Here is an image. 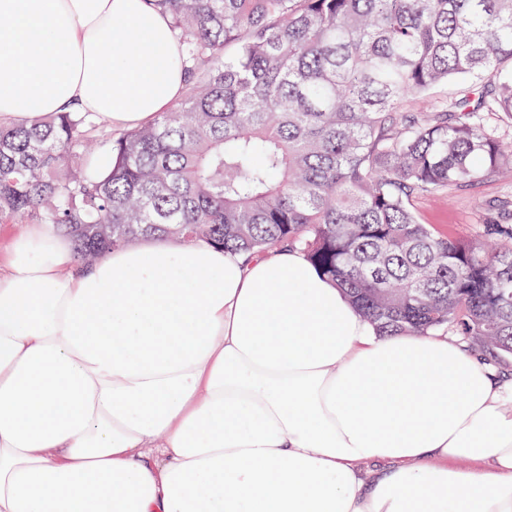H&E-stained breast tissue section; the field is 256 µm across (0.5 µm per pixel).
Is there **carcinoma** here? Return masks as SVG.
Segmentation results:
<instances>
[{"label":"carcinoma","instance_id":"cac0c4a2","mask_svg":"<svg viewBox=\"0 0 512 512\" xmlns=\"http://www.w3.org/2000/svg\"><path fill=\"white\" fill-rule=\"evenodd\" d=\"M147 3L170 17L180 98L123 132L78 111L0 125L1 224L56 225L81 267L147 236L286 244L381 335L450 328L512 356V224L490 210L465 241L411 207L512 167L483 123L512 119V0Z\"/></svg>","mask_w":512,"mask_h":512}]
</instances>
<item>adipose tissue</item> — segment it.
<instances>
[{"label":"adipose tissue","instance_id":"1","mask_svg":"<svg viewBox=\"0 0 512 512\" xmlns=\"http://www.w3.org/2000/svg\"><path fill=\"white\" fill-rule=\"evenodd\" d=\"M0 123L132 129L184 76L146 0H0ZM0 512H512L501 377L383 336L295 249L154 237L0 265Z\"/></svg>","mask_w":512,"mask_h":512}]
</instances>
